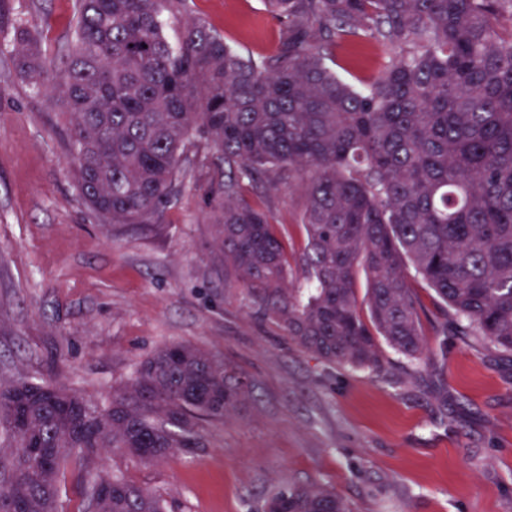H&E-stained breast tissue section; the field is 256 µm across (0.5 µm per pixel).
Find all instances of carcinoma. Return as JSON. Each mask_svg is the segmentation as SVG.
I'll list each match as a JSON object with an SVG mask.
<instances>
[{
  "label": "carcinoma",
  "instance_id": "cac0c4a2",
  "mask_svg": "<svg viewBox=\"0 0 512 512\" xmlns=\"http://www.w3.org/2000/svg\"><path fill=\"white\" fill-rule=\"evenodd\" d=\"M0 0L15 70L62 100L79 192L107 224H142L181 184L203 133L224 160L218 242L224 280L304 350L382 366L381 345L422 358L424 304L412 270L464 336L512 354V0H265L274 53L244 55L189 0H79L74 45L55 74L38 35ZM385 46L358 89L330 47ZM300 180L307 244L293 268L266 208L248 193ZM366 313L358 309V270ZM249 395L243 374L193 344L165 345L102 401L51 381H0V512H62L77 470L93 512H167L155 493L89 461L119 449L144 462L200 445ZM112 482V498L98 501ZM278 512H349L317 484L275 490ZM61 502L64 512L77 511L85 507L72 476L71 467L60 474Z\"/></svg>",
  "mask_w": 512,
  "mask_h": 512
}]
</instances>
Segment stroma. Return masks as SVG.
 Instances as JSON below:
<instances>
[{"mask_svg":"<svg viewBox=\"0 0 512 512\" xmlns=\"http://www.w3.org/2000/svg\"><path fill=\"white\" fill-rule=\"evenodd\" d=\"M50 68L68 53L78 0H10ZM194 16L253 56L279 24L261 0H193ZM0 36V378H49L99 400L158 348L191 343L243 372L252 391L203 445L153 463L121 451L91 469L162 494L169 512H261L267 495L318 483L351 512H512V356L445 329L426 300L425 357L383 348L380 369L325 362L265 320L224 279L218 245L224 163L206 143L183 157L184 185L149 224H101L69 165L49 93H35ZM385 48L342 41L329 65L358 86ZM290 263L306 246L304 194L254 195Z\"/></svg>","mask_w":512,"mask_h":512,"instance_id":"35a3bbf8","label":"stroma"}]
</instances>
